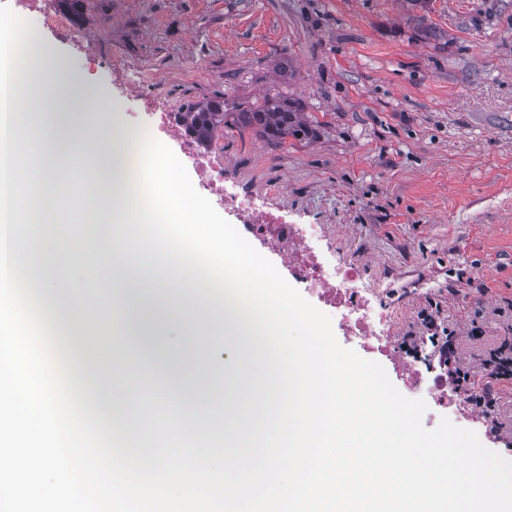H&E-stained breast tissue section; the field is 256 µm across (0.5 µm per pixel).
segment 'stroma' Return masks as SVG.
Instances as JSON below:
<instances>
[{
  "mask_svg": "<svg viewBox=\"0 0 512 512\" xmlns=\"http://www.w3.org/2000/svg\"><path fill=\"white\" fill-rule=\"evenodd\" d=\"M88 0L83 28L125 77L103 72L93 119L165 104L268 96L295 102L313 137L276 146L214 138L234 183L361 264L396 310L398 336L440 310L464 363L512 342V0ZM478 339H471V330Z\"/></svg>",
  "mask_w": 512,
  "mask_h": 512,
  "instance_id": "35a3bbf8",
  "label": "stroma"
}]
</instances>
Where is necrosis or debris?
Returning a JSON list of instances; mask_svg holds the SVG:
<instances>
[{
  "label": "necrosis or debris",
  "mask_w": 512,
  "mask_h": 512,
  "mask_svg": "<svg viewBox=\"0 0 512 512\" xmlns=\"http://www.w3.org/2000/svg\"><path fill=\"white\" fill-rule=\"evenodd\" d=\"M9 12L18 26H27L36 18L57 40L76 45L83 54L85 87H92L104 70L119 72L124 68L121 60L101 52L73 11L59 5L58 0H9ZM128 89L143 104L147 128L179 145L198 176L199 189L229 209L247 237L277 252L290 279L303 286L348 334L376 341L377 352L390 355L396 344L393 311L377 301L375 290L365 284L356 264L341 260L333 263L325 258L321 247L323 225L291 222L286 214L258 205L253 196L230 191L217 147L200 145L183 113L165 106L155 90L138 83L129 84ZM394 365L403 374L410 397L431 398L438 405H446L447 376L438 372L434 353L421 347L414 355L395 360Z\"/></svg>",
  "instance_id": "4bbe7bcc"
}]
</instances>
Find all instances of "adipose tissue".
Masks as SVG:
<instances>
[{
    "mask_svg": "<svg viewBox=\"0 0 512 512\" xmlns=\"http://www.w3.org/2000/svg\"><path fill=\"white\" fill-rule=\"evenodd\" d=\"M33 49L19 61L23 73L7 99L8 164L20 186V224L7 238L67 377L103 427L119 442L143 444L153 430L140 421L142 388L163 374L169 435L202 439L208 448H234L251 414L262 411L270 363L263 342L233 299L201 288L180 266L153 263L148 252L124 246L135 222L126 195L125 160L141 135L120 121H89L81 81L68 74L54 48L34 32ZM89 172L90 200L68 237L53 227L66 201L63 173ZM110 272L112 333L131 344L144 369L118 374L106 367L92 339L97 313L81 273ZM235 360L233 371L210 360L217 348Z\"/></svg>",
    "mask_w": 512,
    "mask_h": 512,
    "instance_id": "1",
    "label": "adipose tissue"
}]
</instances>
